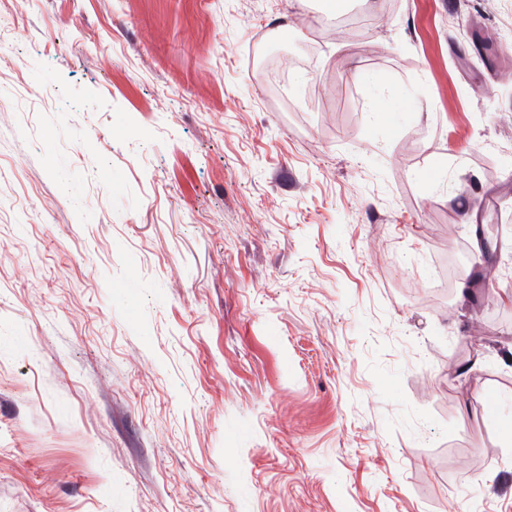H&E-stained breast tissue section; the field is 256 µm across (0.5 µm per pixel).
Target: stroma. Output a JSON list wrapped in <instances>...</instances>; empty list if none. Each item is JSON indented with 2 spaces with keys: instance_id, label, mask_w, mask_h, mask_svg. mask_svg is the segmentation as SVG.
Returning a JSON list of instances; mask_svg holds the SVG:
<instances>
[{
  "instance_id": "1",
  "label": "stroma",
  "mask_w": 512,
  "mask_h": 512,
  "mask_svg": "<svg viewBox=\"0 0 512 512\" xmlns=\"http://www.w3.org/2000/svg\"><path fill=\"white\" fill-rule=\"evenodd\" d=\"M488 195L512 0H0V512H512Z\"/></svg>"
}]
</instances>
